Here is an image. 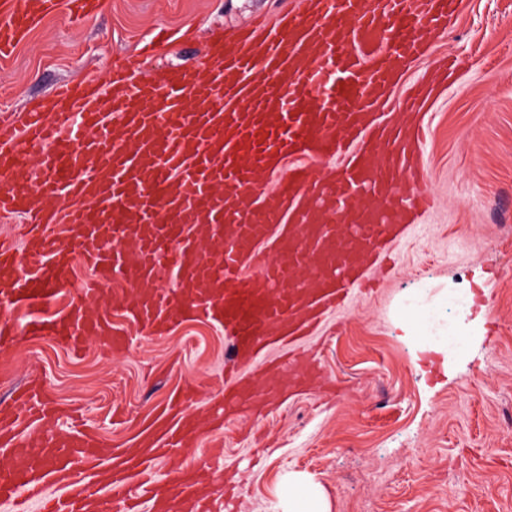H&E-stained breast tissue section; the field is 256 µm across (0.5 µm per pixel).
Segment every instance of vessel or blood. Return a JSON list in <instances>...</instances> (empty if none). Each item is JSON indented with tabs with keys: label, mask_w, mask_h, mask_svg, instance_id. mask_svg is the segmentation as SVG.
<instances>
[{
	"label": "vessel or blood",
	"mask_w": 512,
	"mask_h": 512,
	"mask_svg": "<svg viewBox=\"0 0 512 512\" xmlns=\"http://www.w3.org/2000/svg\"><path fill=\"white\" fill-rule=\"evenodd\" d=\"M98 0H0V58L49 16L81 17ZM458 0H298L275 19L216 36L208 61L136 78L116 64L109 86H58L56 107L0 118V220L18 221L20 240L0 236V304L30 305L72 285L74 258L95 272L82 293L121 278L112 301L149 336L189 318L217 325L242 376L224 388V414L257 412L251 369L272 346L300 343L364 278L363 263L393 245L422 190L420 126L385 121L404 70L430 37L448 30ZM326 165L314 178V165ZM272 245L273 262L258 264ZM173 288L151 283L166 264ZM50 336L80 348L87 336L125 337L109 311L90 316L69 302L25 330L0 325V345ZM261 364V363H258ZM263 373L280 366L269 360ZM290 388L319 368L294 354ZM42 393L27 388L0 403V500L24 491L38 512H224V482L199 490L185 474L158 479L194 439L190 392L172 393L162 432L137 447L110 448L90 425L39 439ZM95 469L72 479L70 464ZM108 502H101V494Z\"/></svg>",
	"instance_id": "b4317fda"
}]
</instances>
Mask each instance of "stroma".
I'll use <instances>...</instances> for the list:
<instances>
[{
	"label": "stroma",
	"instance_id": "1",
	"mask_svg": "<svg viewBox=\"0 0 512 512\" xmlns=\"http://www.w3.org/2000/svg\"><path fill=\"white\" fill-rule=\"evenodd\" d=\"M293 0H100L81 20L59 12L0 60V113L23 110L74 83L132 63L143 76L192 68L225 36L273 18ZM171 40L150 57L154 29ZM448 72L425 107L422 186L432 210L410 225L379 288L307 340L327 383L224 422L223 479L235 512H285L288 478L322 485L332 512H512V0H459L446 37L411 63L386 112L413 123L408 85ZM127 343L100 336L72 350L49 337L0 348V400L39 385L72 433L71 415L127 448L194 384L208 416L224 390L226 341L189 320L159 338L113 309ZM463 338L448 348L450 332Z\"/></svg>",
	"mask_w": 512,
	"mask_h": 512
}]
</instances>
